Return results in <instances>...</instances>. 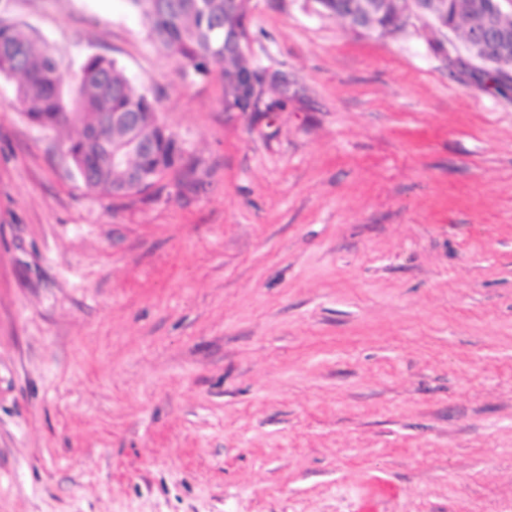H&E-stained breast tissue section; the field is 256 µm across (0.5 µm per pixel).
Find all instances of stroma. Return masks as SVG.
<instances>
[{"instance_id":"stroma-1","label":"stroma","mask_w":512,"mask_h":512,"mask_svg":"<svg viewBox=\"0 0 512 512\" xmlns=\"http://www.w3.org/2000/svg\"><path fill=\"white\" fill-rule=\"evenodd\" d=\"M0 18L120 61L192 168L101 197L0 77V512H512V95L315 0H252L250 112L125 0ZM396 495L397 488L392 482L379 479L374 492L361 501L357 512H380L379 507L382 503L396 497Z\"/></svg>"}]
</instances>
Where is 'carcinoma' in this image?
Listing matches in <instances>:
<instances>
[{
  "label": "carcinoma",
  "mask_w": 512,
  "mask_h": 512,
  "mask_svg": "<svg viewBox=\"0 0 512 512\" xmlns=\"http://www.w3.org/2000/svg\"><path fill=\"white\" fill-rule=\"evenodd\" d=\"M359 0H318L321 11L352 27ZM486 0H442L448 25L467 36L477 19V5ZM153 41L175 59L183 75L219 73L224 105L241 106L240 79L257 71L247 56L224 54V32L250 31L249 0H127ZM400 30L387 12L377 20L379 37ZM16 80V99L29 120L43 127L67 124L78 115L81 133L70 139L67 152L85 186L106 197L142 193L128 185L126 171L142 169L165 175L183 166V148L156 120L159 100L136 85L118 62L102 55L87 57L77 81L66 86L59 59L47 42L21 26L0 19V77ZM478 79L504 92L512 89V42L507 54L485 64ZM139 139L149 144L143 155L126 151L112 164V146Z\"/></svg>",
  "instance_id": "cac0c4a2"
}]
</instances>
